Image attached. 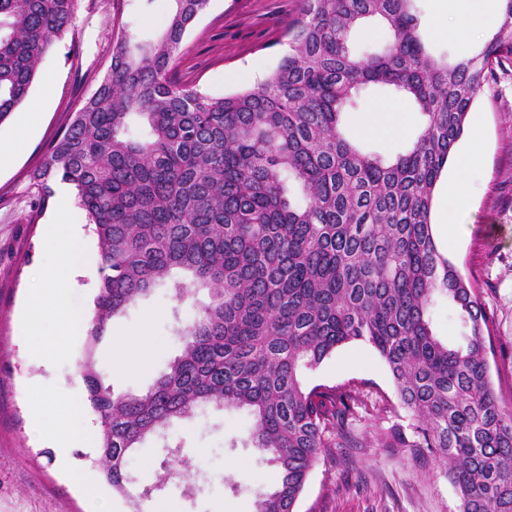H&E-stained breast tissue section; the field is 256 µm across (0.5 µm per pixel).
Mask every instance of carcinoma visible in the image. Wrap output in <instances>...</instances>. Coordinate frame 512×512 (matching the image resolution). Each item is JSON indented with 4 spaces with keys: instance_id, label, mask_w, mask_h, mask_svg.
<instances>
[{
    "instance_id": "obj_1",
    "label": "carcinoma",
    "mask_w": 512,
    "mask_h": 512,
    "mask_svg": "<svg viewBox=\"0 0 512 512\" xmlns=\"http://www.w3.org/2000/svg\"><path fill=\"white\" fill-rule=\"evenodd\" d=\"M210 0H171L151 40L112 15V58L98 88L30 174L46 194L61 180L93 225L98 293L81 374L98 416L97 455L112 491L141 512L126 455L210 406L246 408L250 441L270 454L278 486L256 512H296L330 448H407L448 461L457 512H512V403L495 392L491 319L472 284L437 247L439 178L483 86L512 68V0L476 52L429 53L413 0H302L288 54L244 91L204 95L173 75L187 30ZM76 0H0V123L25 100L38 64L74 29ZM385 26L358 54L355 25ZM368 86L406 93L424 117L391 162L340 130ZM208 303L174 316L184 349L145 392L116 396L94 350L113 317L157 285ZM445 299L466 333L450 346L432 309ZM370 344L393 379L369 431H349L365 405L355 384L309 386L336 350ZM405 412L412 423H389Z\"/></svg>"
}]
</instances>
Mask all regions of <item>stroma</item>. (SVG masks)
Here are the masks:
<instances>
[{
  "instance_id": "1",
  "label": "stroma",
  "mask_w": 512,
  "mask_h": 512,
  "mask_svg": "<svg viewBox=\"0 0 512 512\" xmlns=\"http://www.w3.org/2000/svg\"><path fill=\"white\" fill-rule=\"evenodd\" d=\"M301 0H210L185 34L175 79L205 95L244 90L267 76L288 51L287 26ZM112 57V0H77L74 33L56 41L38 66L30 97L40 96L44 78H54L56 93L46 98L41 119L26 138L17 108L0 123V512H128L125 498L101 479L94 456L100 424L93 413L80 365L86 335H73L66 317L90 321L97 293L95 271L71 280L62 313L35 307L47 268L64 265L70 246L51 247L57 222L55 198H42L29 173L52 139L98 87ZM392 91H363L357 109L344 112V132L366 150L391 160L411 143L423 117L410 100L401 109L410 122L401 136L385 139L362 134L368 113L395 99ZM479 142L483 165L470 180L469 207L456 219L459 235L446 237L439 209H432L433 235L440 251L471 282L492 320L489 355L493 387L512 400V75L486 85L467 116L457 143ZM207 290L178 301L173 289L159 286L126 313L113 318L95 352V367L114 394L146 391L179 356L183 342L172 330L173 313L190 317L208 302ZM38 322L32 336L28 321ZM144 334L128 347L127 369L114 363V339ZM54 352L37 356V341ZM307 379L337 385L368 381L374 391L395 388L377 352L362 341L339 348ZM44 406L45 422L35 420ZM248 410L207 409L205 415L176 422L165 437L146 441L124 461L131 488L141 494L142 512H255L259 495L271 492L277 469L266 454L248 446ZM87 432L71 452L72 468L96 475L95 488L73 481L53 444L55 434L76 428ZM184 454L181 474L163 462ZM457 498L443 460L421 459L391 448H335L312 469L297 512H456Z\"/></svg>"
}]
</instances>
